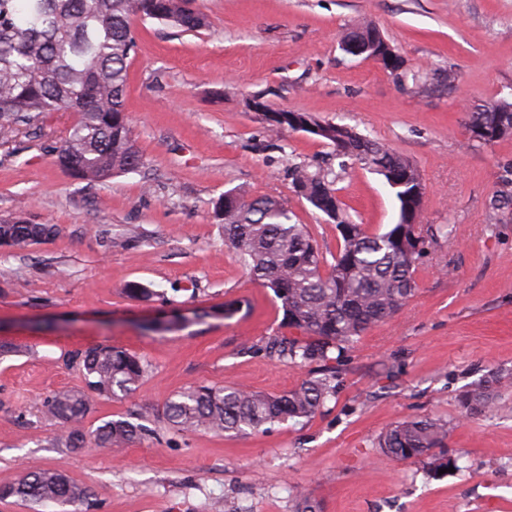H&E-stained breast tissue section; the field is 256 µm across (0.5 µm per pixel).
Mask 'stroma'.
I'll list each match as a JSON object with an SVG mask.
<instances>
[{"mask_svg": "<svg viewBox=\"0 0 512 512\" xmlns=\"http://www.w3.org/2000/svg\"><path fill=\"white\" fill-rule=\"evenodd\" d=\"M210 26L176 34L137 22L126 113L144 157L140 171L86 187L55 163L51 144L73 116H46L47 135L0 146V217L18 210L62 229L53 241L0 256V336L23 354L0 362V484L53 469L90 487L94 512H512V207L491 200L512 166V140L475 147L464 107L512 101V0H198ZM373 20L413 70L448 67L452 93L414 92L377 65L346 55L341 36ZM343 121L418 166L422 228L432 233L413 297L365 332L339 365L335 398L310 421L266 432L170 435L126 447L57 448L43 394L83 387L67 353L98 343L143 357L149 372L121 402H98L85 424L141 407L162 408L194 383L268 394L309 373L264 349L300 336L271 290L252 282L225 248L214 201L232 188L287 201L321 250L336 228L293 190L294 166L337 167L314 136L271 145L250 106ZM368 232L398 217L384 180L347 164L338 183ZM456 236L444 233L447 225ZM159 298L128 297L129 283ZM243 298L233 318L144 334V320ZM504 374L490 412L464 417L458 396L488 370ZM454 421L453 472L383 455L379 438L414 417Z\"/></svg>", "mask_w": 512, "mask_h": 512, "instance_id": "obj_1", "label": "stroma"}]
</instances>
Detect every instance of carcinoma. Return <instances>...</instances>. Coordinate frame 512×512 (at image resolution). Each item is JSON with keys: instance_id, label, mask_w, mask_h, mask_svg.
I'll list each match as a JSON object with an SVG mask.
<instances>
[{"instance_id": "obj_1", "label": "carcinoma", "mask_w": 512, "mask_h": 512, "mask_svg": "<svg viewBox=\"0 0 512 512\" xmlns=\"http://www.w3.org/2000/svg\"><path fill=\"white\" fill-rule=\"evenodd\" d=\"M152 20L178 33L198 32L208 19L195 0H0V141L20 132L44 136L43 119L51 112H71L74 120L59 143L51 147L55 162L91 185L114 175L135 172L143 158L132 137L126 114L128 63L137 47L133 21ZM383 31L368 20L346 30L342 42L384 45ZM401 83L410 80L424 90L452 92L457 74L421 75L405 62L395 69ZM512 102L480 100L465 110V123L487 132L486 144L512 139L501 127ZM261 112L269 137L297 131L286 121H271ZM303 124L321 128L317 138L333 147L338 170L292 169L294 191L336 224V253L326 256L304 224L293 222L288 204L275 196L252 198L245 191L224 192L214 204L224 245L231 249L250 278L272 290L284 319L302 329L300 340L277 336L265 349L294 366L316 365L319 374L295 388L271 395L207 382L191 384L172 395L162 410L138 409L96 428L85 420L96 401L121 402L142 384L148 372L144 359L122 347L96 344L71 354L84 381L80 389L57 390L41 399L42 413L61 424L57 447H129L161 434L206 431L216 435L263 433L288 421L314 418L336 395V366L371 327L393 318L414 295L416 269L426 254L420 225L406 224L404 198L425 190L417 166L384 144L352 127L320 120L310 112L285 113ZM355 161L383 178L398 204L397 222L370 234L353 221L337 196L347 161ZM406 177L395 187L391 175ZM54 224H33L23 212L0 218V238L24 251L56 237ZM127 296L150 300L160 293L142 283L125 288ZM241 301L227 300L202 311L197 319L233 317ZM187 319L174 316L144 326L147 332L183 329ZM502 376L493 372L471 383L458 399L461 413L476 416L491 410ZM450 422L410 419L390 428L379 442L381 451L398 461L421 459L439 448L447 454ZM15 498L33 512L55 506L59 512L82 505L92 510V492L64 473L43 469L25 472L0 486V500Z\"/></svg>"}]
</instances>
